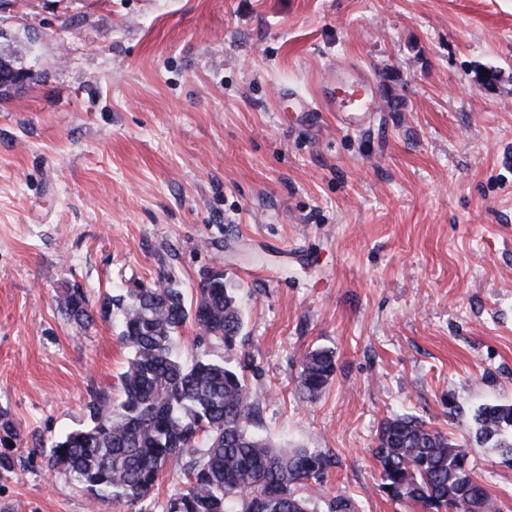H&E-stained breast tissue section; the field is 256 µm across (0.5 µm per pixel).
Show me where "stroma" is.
<instances>
[{
    "instance_id": "35a3bbf8",
    "label": "stroma",
    "mask_w": 512,
    "mask_h": 512,
    "mask_svg": "<svg viewBox=\"0 0 512 512\" xmlns=\"http://www.w3.org/2000/svg\"><path fill=\"white\" fill-rule=\"evenodd\" d=\"M0 44L32 74L0 100V512H125L40 453L130 356L117 319L67 321L61 289L96 306L166 274L190 302L212 267L241 341L189 323L177 354L243 371L254 433L331 455L303 490L317 512H418L379 487L392 412L512 512L472 420L512 403V0H0ZM341 61L379 99L357 130L297 112ZM315 348L336 371L310 398ZM335 363L332 353L325 349L311 350L300 363L298 386L308 397H316L332 380Z\"/></svg>"
}]
</instances>
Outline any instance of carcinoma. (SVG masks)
Instances as JSON below:
<instances>
[{"label":"carcinoma","instance_id":"cac0c4a2","mask_svg":"<svg viewBox=\"0 0 512 512\" xmlns=\"http://www.w3.org/2000/svg\"><path fill=\"white\" fill-rule=\"evenodd\" d=\"M62 308L79 326L93 321V306L77 287L63 289ZM114 308L131 351L119 393L94 394L88 424L41 449L47 468L64 471L94 500H115L127 512H154L160 474L179 460L187 482L170 496L165 512H315L300 490L324 475L330 456L276 446L250 432L253 397L244 376L222 359L186 364L174 354L176 334L189 320L233 349L243 329L236 289L222 277H203L189 306L163 275L151 288L105 298L100 313ZM334 372L331 352L309 351L300 363V391L317 396ZM473 425L477 441L512 463V403L479 406ZM372 453L380 488L393 501L426 512H472L478 500L481 512H496L466 452L422 419H384Z\"/></svg>","mask_w":512,"mask_h":512}]
</instances>
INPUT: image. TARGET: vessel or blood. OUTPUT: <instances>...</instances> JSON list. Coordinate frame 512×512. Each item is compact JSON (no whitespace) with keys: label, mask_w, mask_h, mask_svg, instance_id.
I'll return each mask as SVG.
<instances>
[{"label":"vessel or blood","mask_w":512,"mask_h":512,"mask_svg":"<svg viewBox=\"0 0 512 512\" xmlns=\"http://www.w3.org/2000/svg\"><path fill=\"white\" fill-rule=\"evenodd\" d=\"M321 83L334 92L327 107L333 110L337 126L349 129L364 126L378 108L372 85L351 63L330 67L322 74Z\"/></svg>","instance_id":"b4317fda"}]
</instances>
